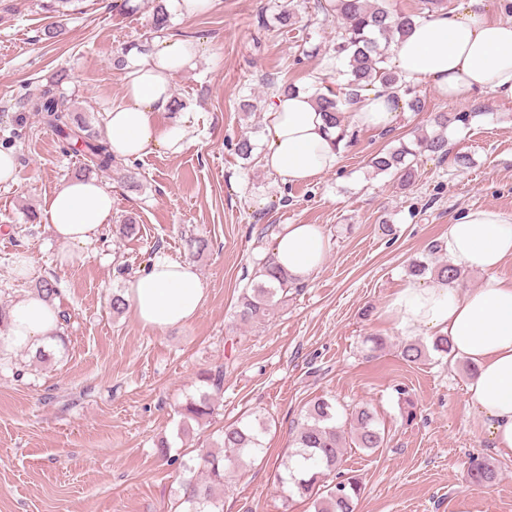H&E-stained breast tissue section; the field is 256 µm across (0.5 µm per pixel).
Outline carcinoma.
I'll return each mask as SVG.
<instances>
[{"label": "carcinoma", "instance_id": "carcinoma-1", "mask_svg": "<svg viewBox=\"0 0 512 512\" xmlns=\"http://www.w3.org/2000/svg\"><path fill=\"white\" fill-rule=\"evenodd\" d=\"M442 3L443 0H422L423 11L407 14L388 7L386 0H331V11L342 20L333 51L336 57L344 58L346 70L340 92L318 95L320 111L329 113L333 123H339L342 102L355 101L360 91L375 83L407 98L409 109L420 110L421 101L413 96V88L390 68V48L396 38L404 36L415 22L437 12ZM26 104L29 111L41 115L43 122L56 133L62 153L82 155L85 169L105 172L117 164L118 156L112 153L106 139L90 128L65 97L48 88L28 95ZM472 118V113L460 112L450 120L448 113L439 112L433 124L443 130L452 120L466 125ZM418 143L425 151L443 158L448 156V139L441 131L420 136ZM411 155L413 149L403 144L393 151L378 153L371 159V166L378 172H393L405 183L414 175L413 165L407 161ZM429 270L450 284L461 275V267L452 263L431 268L428 262L415 260L410 266V274L416 277ZM258 274L260 280L244 289L238 303L237 316L243 322L267 316L273 299L293 287V282L271 257L262 262ZM203 382L211 391L187 400L182 407L183 417L197 422L214 413L213 394L224 386V369L206 373ZM350 419L354 423L351 443L355 447L375 452L384 446V436L378 429L374 412L360 408L350 413ZM264 434L263 426L249 420H237L224 427L220 442L225 453L202 454L199 465L206 471L205 482L184 487L187 512H224L226 471L256 459L263 451ZM292 442L295 451L284 465V471L277 474V483L285 498L309 500L315 512H356L362 483L358 476L345 473L341 468V448L346 445V437L331 402L318 398L309 404ZM468 476L472 482L484 484L496 479L497 474L488 464L473 457L468 464Z\"/></svg>", "mask_w": 512, "mask_h": 512}]
</instances>
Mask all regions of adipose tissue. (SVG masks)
<instances>
[{
    "mask_svg": "<svg viewBox=\"0 0 512 512\" xmlns=\"http://www.w3.org/2000/svg\"><path fill=\"white\" fill-rule=\"evenodd\" d=\"M197 46L188 38L156 36L123 76V100L107 112L103 134L113 154L139 158L156 150L181 153L190 144L182 125L158 126L173 93L174 76L193 66ZM391 63L410 84L427 83L445 98L468 101L489 93L512 101V20H503L484 0H467L457 11H441L415 22L391 47ZM314 91L277 97L266 114L265 169L286 184L311 183L333 171L339 160L341 127L387 129L404 101L380 87H367L347 106L341 125L330 123ZM44 214L61 241L91 243L112 218V191L94 178L68 181L47 197ZM277 266L304 280L318 271L329 240L317 224H283L272 239ZM442 250L482 273L481 286L458 293L445 281L404 287L386 312L403 336L434 331L448 337L455 357L475 367L467 386L470 403L488 426L493 448L512 456V281L495 275L512 257V215L494 208L465 212L449 225ZM125 296L144 329L162 332L193 319L205 299L196 268L160 253L144 273L126 283ZM58 330L56 310L37 294L10 310L7 346L33 350Z\"/></svg>",
    "mask_w": 512,
    "mask_h": 512,
    "instance_id": "ef3b65f1",
    "label": "adipose tissue"
}]
</instances>
